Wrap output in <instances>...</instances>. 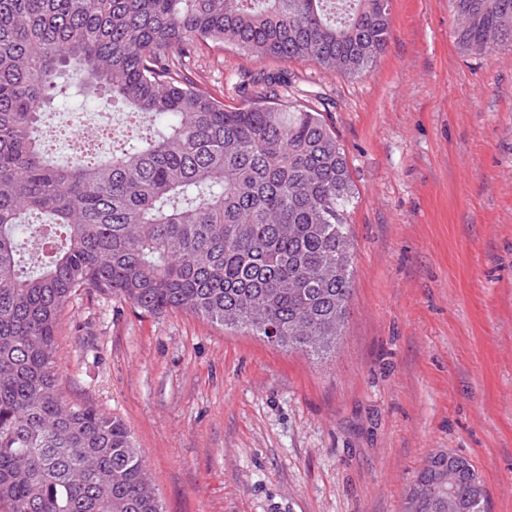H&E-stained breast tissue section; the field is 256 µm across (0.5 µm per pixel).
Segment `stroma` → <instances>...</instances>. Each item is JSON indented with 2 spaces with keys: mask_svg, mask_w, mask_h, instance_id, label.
<instances>
[{
  "mask_svg": "<svg viewBox=\"0 0 512 512\" xmlns=\"http://www.w3.org/2000/svg\"><path fill=\"white\" fill-rule=\"evenodd\" d=\"M451 0H393L365 74L203 46L240 105L282 81L347 156L353 293L334 351L82 291L57 333L67 401L122 420L163 512H404L433 455L512 512V48L452 37Z\"/></svg>",
  "mask_w": 512,
  "mask_h": 512,
  "instance_id": "1",
  "label": "stroma"
}]
</instances>
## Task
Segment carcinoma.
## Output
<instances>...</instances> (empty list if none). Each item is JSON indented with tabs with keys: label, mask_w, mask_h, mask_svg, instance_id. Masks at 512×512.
Instances as JSON below:
<instances>
[{
	"label": "carcinoma",
	"mask_w": 512,
	"mask_h": 512,
	"mask_svg": "<svg viewBox=\"0 0 512 512\" xmlns=\"http://www.w3.org/2000/svg\"><path fill=\"white\" fill-rule=\"evenodd\" d=\"M464 51L512 47V0H453ZM392 0H0V512H162L123 421L70 404L54 371L60 315L82 288L191 312L326 353L353 292L346 154L323 114L224 106L189 67L218 42L255 59L357 76L384 49ZM68 68L151 127L104 156L48 160L41 113ZM58 230L21 269L17 230ZM412 512H488L472 461Z\"/></svg>",
	"instance_id": "cac0c4a2"
}]
</instances>
